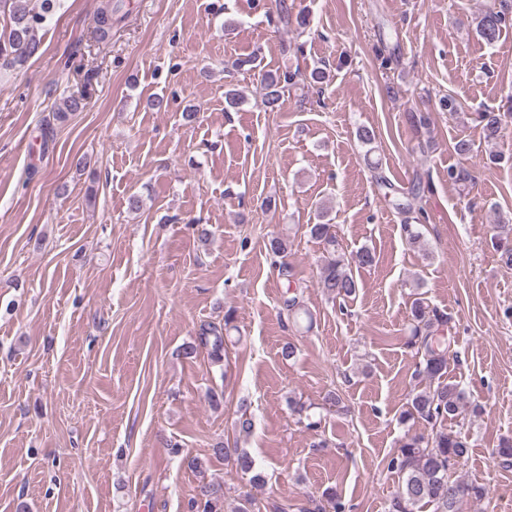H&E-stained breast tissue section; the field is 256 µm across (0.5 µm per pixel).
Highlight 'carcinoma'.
Wrapping results in <instances>:
<instances>
[{"label":"carcinoma","instance_id":"1","mask_svg":"<svg viewBox=\"0 0 512 512\" xmlns=\"http://www.w3.org/2000/svg\"><path fill=\"white\" fill-rule=\"evenodd\" d=\"M55 8L53 0H44L40 10L30 6V0H0V70H10L23 66L37 55L41 42L36 29L44 20V15ZM118 8L112 0H105L99 10L98 24L101 36L112 30ZM512 28V15L503 11L488 9L481 13L476 32L492 46L499 41L502 33ZM300 76L297 71L285 70L281 73H268L264 77L265 95L263 105L271 112L279 109L281 91L287 84L295 83ZM85 106V95H72L63 100L53 119L63 121L67 114L78 112ZM475 120L483 130L485 141L495 144L503 136V131L512 120L511 112L486 109L476 113ZM395 206L404 214L402 224L405 238L412 245L421 243L419 226L426 223V212L419 208L395 200ZM310 237L322 242L327 253L320 268V285L326 294L336 300H346L356 294L358 284L352 267H371L376 262L375 252L364 247L350 257L339 253L338 242L332 225L317 223L307 225ZM493 246L500 253L501 261L512 266V225H499V236ZM411 328L408 344L421 355L415 376L420 384L415 386L407 399L401 419L422 420L430 429L428 434H406L397 453L390 456L388 470L399 475L400 481L390 502L389 512H420L425 505L435 507L434 512H459L458 505L464 497L476 500L484 497V489L452 481L448 477L451 466L459 463L468 454L465 439L453 434L445 423L461 416L468 407V396L457 384L446 382L448 352L450 342L445 336L449 317L424 299L416 298L410 307ZM209 349V356L215 363L224 359V336L212 325L200 329L197 342L184 348V354L193 357L199 347ZM213 454L233 459L244 473L254 469V463L247 453L237 447L218 444L212 448ZM251 492L245 495L238 512H250L256 501V492L263 490L264 478L255 474L250 478ZM196 506L202 512H224V483L210 480L199 486ZM300 512H344V505L336 493L328 491L323 499L312 507H303Z\"/></svg>","mask_w":512,"mask_h":512}]
</instances>
